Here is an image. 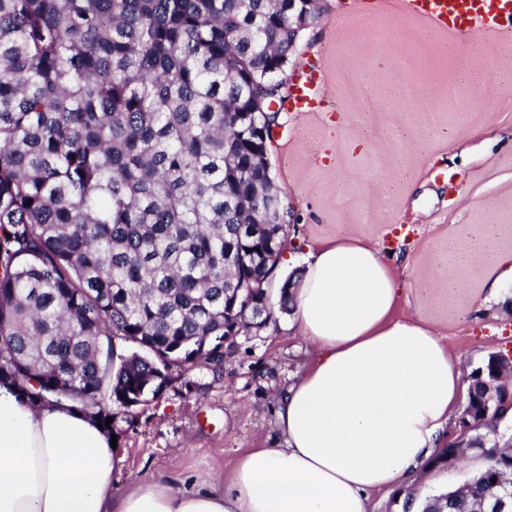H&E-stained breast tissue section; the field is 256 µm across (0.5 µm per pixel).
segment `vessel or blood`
Returning a JSON list of instances; mask_svg holds the SVG:
<instances>
[{
  "label": "vessel or blood",
  "instance_id": "1",
  "mask_svg": "<svg viewBox=\"0 0 512 512\" xmlns=\"http://www.w3.org/2000/svg\"><path fill=\"white\" fill-rule=\"evenodd\" d=\"M403 5L408 13L445 33H512V0H403ZM290 83L292 110L312 112L318 103L324 102V89L314 73L292 77Z\"/></svg>",
  "mask_w": 512,
  "mask_h": 512
}]
</instances>
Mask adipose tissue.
Wrapping results in <instances>:
<instances>
[{"instance_id":"adipose-tissue-1","label":"adipose tissue","mask_w":512,"mask_h":512,"mask_svg":"<svg viewBox=\"0 0 512 512\" xmlns=\"http://www.w3.org/2000/svg\"><path fill=\"white\" fill-rule=\"evenodd\" d=\"M403 304L373 245H311L290 307L314 350L274 398L280 442L245 449L223 482L196 489L114 493L120 459L96 420L1 385L0 512H369L372 491L447 445L463 390L461 360Z\"/></svg>"}]
</instances>
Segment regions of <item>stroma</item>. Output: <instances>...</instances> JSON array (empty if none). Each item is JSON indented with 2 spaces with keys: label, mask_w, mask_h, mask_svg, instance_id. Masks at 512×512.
Returning a JSON list of instances; mask_svg holds the SVG:
<instances>
[{
  "label": "stroma",
  "mask_w": 512,
  "mask_h": 512,
  "mask_svg": "<svg viewBox=\"0 0 512 512\" xmlns=\"http://www.w3.org/2000/svg\"><path fill=\"white\" fill-rule=\"evenodd\" d=\"M314 68L329 112L281 115L270 171L294 213V261L272 276L300 277L309 244L355 237L398 267L406 314L424 319L472 370L512 356V282L488 287L512 253V37L430 29L400 0H323L290 71ZM309 347L279 314L237 336L217 372L194 370L114 428L123 458L112 486L187 489L228 472L258 443L274 444L272 399L303 368ZM465 459L421 466L410 483L370 495L372 512H403L412 494L461 487Z\"/></svg>",
  "instance_id": "35a3bbf8"
}]
</instances>
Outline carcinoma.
<instances>
[{
    "label": "carcinoma",
    "mask_w": 512,
    "mask_h": 512,
    "mask_svg": "<svg viewBox=\"0 0 512 512\" xmlns=\"http://www.w3.org/2000/svg\"><path fill=\"white\" fill-rule=\"evenodd\" d=\"M292 21L288 0H0V383L22 400L110 431L171 372L220 366L246 312L274 319ZM471 374L477 414L507 387L490 356ZM480 455L420 512H512V448Z\"/></svg>",
    "instance_id": "1"
}]
</instances>
